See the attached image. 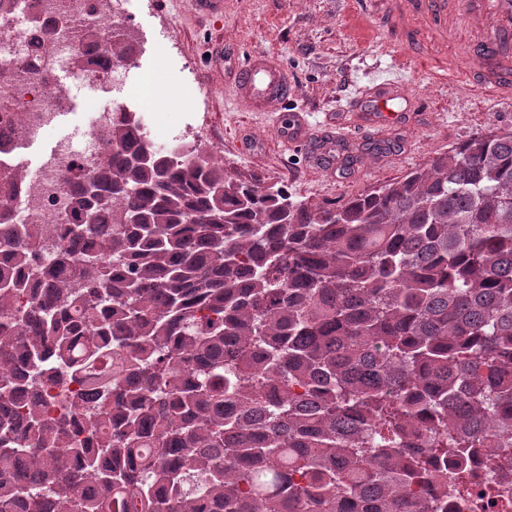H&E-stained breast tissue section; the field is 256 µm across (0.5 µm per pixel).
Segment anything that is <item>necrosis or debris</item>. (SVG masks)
Wrapping results in <instances>:
<instances>
[{
  "label": "necrosis or debris",
  "mask_w": 512,
  "mask_h": 512,
  "mask_svg": "<svg viewBox=\"0 0 512 512\" xmlns=\"http://www.w3.org/2000/svg\"><path fill=\"white\" fill-rule=\"evenodd\" d=\"M86 8L87 0H14L11 9L0 16V72L12 78L10 102L0 105V131L16 127L29 137L48 133L66 105L56 84L57 74L68 72L100 86L119 75L117 65L99 66L91 59L81 67L75 63L78 53L91 56L95 52L93 42L76 41L73 33ZM34 16L57 27V38L44 40L29 23ZM34 65L44 68V77L38 81L23 79V72ZM116 115L112 107L100 112L96 123L85 132L82 146L66 140L57 143L33 189L19 196L23 222L56 226L70 221L73 189L62 185L57 173L66 168L77 178L90 173ZM469 471V481L448 500L452 512H512L511 467L491 469L477 458L471 461Z\"/></svg>",
  "instance_id": "necrosis-or-debris-1"
}]
</instances>
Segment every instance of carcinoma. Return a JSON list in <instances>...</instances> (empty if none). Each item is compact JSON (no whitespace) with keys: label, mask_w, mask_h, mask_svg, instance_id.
<instances>
[{"label":"carcinoma","mask_w":512,"mask_h":512,"mask_svg":"<svg viewBox=\"0 0 512 512\" xmlns=\"http://www.w3.org/2000/svg\"><path fill=\"white\" fill-rule=\"evenodd\" d=\"M101 155L61 235L0 171V512H448L512 463L511 130L318 206L126 110Z\"/></svg>","instance_id":"1"}]
</instances>
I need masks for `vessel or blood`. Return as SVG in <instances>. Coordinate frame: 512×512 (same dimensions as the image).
Wrapping results in <instances>:
<instances>
[{"instance_id": "obj_1", "label": "vessel or blood", "mask_w": 512, "mask_h": 512, "mask_svg": "<svg viewBox=\"0 0 512 512\" xmlns=\"http://www.w3.org/2000/svg\"><path fill=\"white\" fill-rule=\"evenodd\" d=\"M362 5L381 27H398L429 49L426 70L434 81L481 88L512 102V0H363ZM224 66L235 74L231 96L241 110L268 112L292 93L288 70L276 58L230 53ZM420 104L395 81L381 79L359 112L368 126H401Z\"/></svg>"}]
</instances>
